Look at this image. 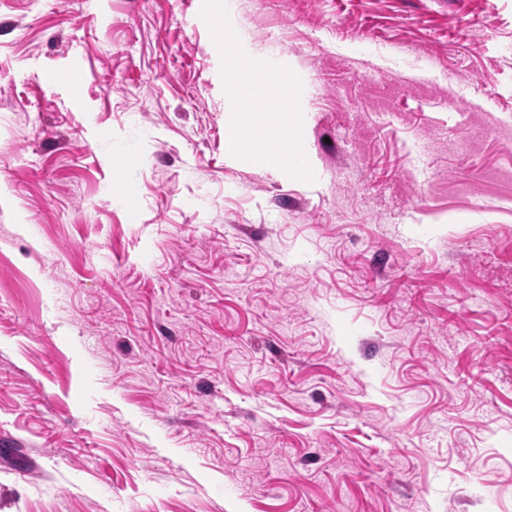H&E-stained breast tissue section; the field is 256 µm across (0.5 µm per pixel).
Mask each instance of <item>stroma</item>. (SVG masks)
<instances>
[{
	"label": "stroma",
	"mask_w": 512,
	"mask_h": 512,
	"mask_svg": "<svg viewBox=\"0 0 512 512\" xmlns=\"http://www.w3.org/2000/svg\"><path fill=\"white\" fill-rule=\"evenodd\" d=\"M0 512H512V0H0Z\"/></svg>",
	"instance_id": "1"
}]
</instances>
